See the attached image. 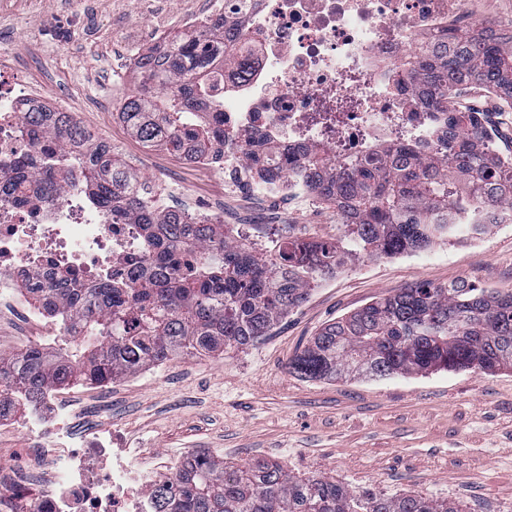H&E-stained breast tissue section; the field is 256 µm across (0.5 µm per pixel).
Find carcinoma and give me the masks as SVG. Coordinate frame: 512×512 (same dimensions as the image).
Masks as SVG:
<instances>
[{
    "instance_id": "carcinoma-1",
    "label": "carcinoma",
    "mask_w": 512,
    "mask_h": 512,
    "mask_svg": "<svg viewBox=\"0 0 512 512\" xmlns=\"http://www.w3.org/2000/svg\"><path fill=\"white\" fill-rule=\"evenodd\" d=\"M223 57L240 58L239 36L226 27ZM196 36H176L164 54L148 49L138 85L118 116L141 142L162 145L188 160L224 139V117L197 112L211 90L215 61L197 59ZM421 74L413 91L448 113L444 146L421 159L395 152L376 161L340 166L326 153L305 157L294 174L309 175L321 199L342 220L332 240H294L258 252L231 241L222 224H196L188 214L153 209L111 145L64 112L24 111L33 131L60 142L57 155L29 168L28 178L54 198L53 174L75 165L83 183L112 217L134 215L150 257L130 274L90 288H70L60 267L38 288L23 291L75 332L79 348L0 357V417L15 412L7 397L38 403L66 381L108 383L160 365L172 356H221L268 335L301 305L312 284L335 276L353 253L393 257L469 234L483 210L512 224V164L503 165L482 141L478 111L450 112L448 98L462 83H486L512 100V41L458 36L432 42L416 56ZM291 372L338 380L426 374L434 370H512V289L419 283L379 298L324 326L288 363ZM155 512H461L445 500L392 498L371 487L348 488L323 475L295 476L274 461L234 466L214 456L186 459L159 489Z\"/></svg>"
}]
</instances>
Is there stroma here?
<instances>
[{
	"label": "stroma",
	"mask_w": 512,
	"mask_h": 512,
	"mask_svg": "<svg viewBox=\"0 0 512 512\" xmlns=\"http://www.w3.org/2000/svg\"><path fill=\"white\" fill-rule=\"evenodd\" d=\"M185 0H0V70L18 72L64 99L84 127L141 157L143 179H177L184 198L219 200L223 175H208L163 148L143 150L119 120L115 91L138 84L131 51L150 44L163 20L178 30ZM79 13L81 23L44 36L48 24ZM224 221L253 245L292 235L339 238L334 207L316 201L228 202ZM460 279L512 289V224L489 229L479 247L465 243L388 258L352 255L342 272L313 284L299 307L254 346L220 358H171L95 386L55 387L77 414L68 437L111 433L114 451L148 461L159 475L193 449L239 465L273 460L294 475L323 474L350 487L396 497L443 498L461 512H512V371L438 370L384 379L325 381L298 376L288 362L325 325L408 285Z\"/></svg>",
	"instance_id": "35a3bbf8"
}]
</instances>
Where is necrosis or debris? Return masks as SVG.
I'll return each instance as SVG.
<instances>
[{
  "mask_svg": "<svg viewBox=\"0 0 512 512\" xmlns=\"http://www.w3.org/2000/svg\"><path fill=\"white\" fill-rule=\"evenodd\" d=\"M217 20L241 34L251 74L233 78L229 62L218 71L206 115L223 114L227 142L212 168L223 174L228 198L266 202L299 201L315 190L274 169L254 176L246 150L273 147L282 159L324 150L341 162L396 148L418 155L440 134L431 106L412 91L406 56L419 43L460 33L512 34V13L490 16L487 0H208L185 25L198 32ZM27 106L69 109L48 91L0 76L5 188L22 183L23 165L58 150L54 138L24 125ZM55 182V200L28 189L0 204V309H24L37 325L49 315L20 291L22 281H45L60 265L83 273L87 285L127 271L141 234L136 221L116 223L99 204L84 205L80 180L60 172ZM62 414L47 398L24 420H0V428L22 426L36 435L41 445L27 455L50 463L40 484L28 471L0 470V512H153L159 476L114 455L111 437H60Z\"/></svg>",
  "mask_w": 512,
  "mask_h": 512,
  "instance_id": "obj_1",
  "label": "necrosis or debris"
}]
</instances>
